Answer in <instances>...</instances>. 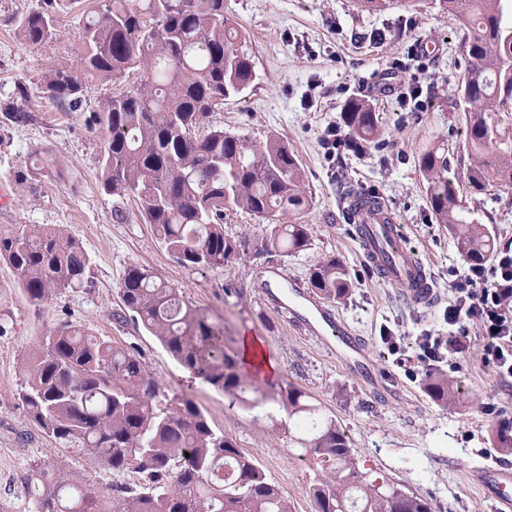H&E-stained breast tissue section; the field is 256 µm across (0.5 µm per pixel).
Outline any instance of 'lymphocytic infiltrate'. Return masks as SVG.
I'll use <instances>...</instances> for the list:
<instances>
[{
    "label": "lymphocytic infiltrate",
    "instance_id": "obj_1",
    "mask_svg": "<svg viewBox=\"0 0 512 512\" xmlns=\"http://www.w3.org/2000/svg\"><path fill=\"white\" fill-rule=\"evenodd\" d=\"M452 298L444 310L448 333L417 336L420 363L432 367L461 353L462 336L476 328L496 376L512 379V248L498 250L491 262L464 267L451 285Z\"/></svg>",
    "mask_w": 512,
    "mask_h": 512
}]
</instances>
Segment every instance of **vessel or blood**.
Wrapping results in <instances>:
<instances>
[{"mask_svg":"<svg viewBox=\"0 0 512 512\" xmlns=\"http://www.w3.org/2000/svg\"><path fill=\"white\" fill-rule=\"evenodd\" d=\"M365 196L362 190L351 194L346 208L347 219L355 227L354 237L363 262L382 281L399 286L410 306L430 307L435 289L425 262L418 253L407 248L404 227L398 224L390 205L380 197L374 205H364ZM274 280L278 288H288L289 297L284 300L276 292L268 293L269 305L277 310L296 305L297 310L290 320L308 335L317 336L322 330H332L336 335V355L342 364L372 385L381 384V369L366 354L359 336L347 323L311 293L289 286L283 272H275ZM471 481L494 501L495 512H512V466L478 467Z\"/></svg>","mask_w":512,"mask_h":512,"instance_id":"b4317fda","label":"vessel or blood"}]
</instances>
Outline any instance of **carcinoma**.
I'll list each match as a JSON object with an SVG mask.
<instances>
[{
	"label": "carcinoma",
	"mask_w": 512,
	"mask_h": 512,
	"mask_svg": "<svg viewBox=\"0 0 512 512\" xmlns=\"http://www.w3.org/2000/svg\"><path fill=\"white\" fill-rule=\"evenodd\" d=\"M79 0H42L21 22L22 36L39 45L54 35V15ZM453 17L469 67L458 89L465 144H443L418 157L427 201L436 223L448 228L456 251L472 262L495 251L488 225L472 218L460 196V180L484 188L512 184V131L493 113L512 108V0H434ZM84 76L119 80L140 70L138 84L105 99L97 111L104 132L101 188L116 199L138 202L158 243L180 264L222 268L243 256L297 253L310 243L306 224H282L286 213L311 204L301 165L276 137L256 141L214 128L195 129L224 100L240 96L255 78L246 36L224 18V0H96L84 21ZM40 93L57 105L83 107L85 81L73 71L46 72ZM30 90L17 87L20 103L3 109L25 123L21 108ZM350 136L368 143L380 131L368 100L343 109ZM254 215L269 232L252 244L224 235V210ZM5 262L35 305L83 283L88 261L81 243L58 227L25 224L0 237ZM311 287L328 300L348 297L346 266L334 256L310 274ZM125 307L187 373L221 391L231 403L275 400L301 431L299 455L314 462L310 485L313 512H433L421 495L360 470L349 439L331 415L310 403L298 384L284 380L262 389L241 368L240 352L224 323L192 307L177 289L145 269L129 267L121 282ZM429 397L441 406L458 400L448 375L430 368ZM159 382L139 357L104 337L70 323L44 337L28 362L18 400L30 419L59 445L115 471L133 469L141 482L106 494L83 488L61 470L37 467L41 489L34 512H292L284 492L243 454L234 440L213 429L196 400L175 393L158 401ZM495 444L512 454V421L495 429Z\"/></svg>",
	"instance_id": "obj_1"
}]
</instances>
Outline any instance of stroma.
Wrapping results in <instances>:
<instances>
[{"instance_id": "stroma-1", "label": "stroma", "mask_w": 512, "mask_h": 512, "mask_svg": "<svg viewBox=\"0 0 512 512\" xmlns=\"http://www.w3.org/2000/svg\"><path fill=\"white\" fill-rule=\"evenodd\" d=\"M40 0H0V108L12 104L18 84L32 88L25 104L33 119L14 125L0 118V186L13 203L0 208V236L26 224L55 225L78 239L89 258L83 287L66 289L32 304L11 270L0 262V503L9 512H34L28 479L33 466L73 473L93 490L113 492L139 484L134 470L115 472L86 456L62 455L55 441L29 418L17 399L27 362L43 336L62 323L80 326L135 353L165 391L194 396L213 427L228 434L288 496L294 512H312L309 486L315 468L299 457L288 435V416L268 401L230 407L223 393L186 377L159 342L123 306L120 283L135 264L177 288L193 306L224 322L234 338L260 337L277 369L276 380L297 383L336 417L347 433L362 471L386 477L432 501L436 512H494V504L472 484L470 470L486 457H500L491 437L494 424L512 420V382H502L482 360L483 343L469 329L463 353L443 368L467 402L444 408L424 390L416 367L414 339L421 330H445L442 312L451 296V271L466 262L447 229L431 217L419 155L433 144H462L465 126L458 84L467 69L457 23L433 5L408 9L392 0L389 9L359 11L355 0H224V15L238 23L255 62L256 79L239 97L211 113L213 127L264 140L274 134L297 156L311 194L302 214L285 224H307L306 250L288 256L249 255L218 269L179 264L144 223L134 200L118 201L100 188L104 135L93 120L102 100L121 83L87 78L80 111L66 112L36 92L42 76L65 67L78 70L82 54L79 10L58 12L53 38L27 43L21 20ZM430 92L423 109L401 110L399 79L388 76L396 61ZM312 96V107L302 100ZM369 99L380 116L381 134L364 155L328 162L321 146L327 126L342 123L344 103ZM60 161L49 175L30 166L38 145ZM353 183L364 184L391 206L434 276L438 291L431 310H416L398 286L379 281L361 264L352 227L343 218L342 198ZM475 219L488 225L497 247L512 245V185H491L465 195ZM348 268L353 288L333 301L336 313L360 337L367 354L391 378L375 388L348 372L328 338L307 336L275 312L264 292L279 268L300 286L323 258ZM402 336L405 363L397 365L380 340L382 328Z\"/></svg>"}]
</instances>
